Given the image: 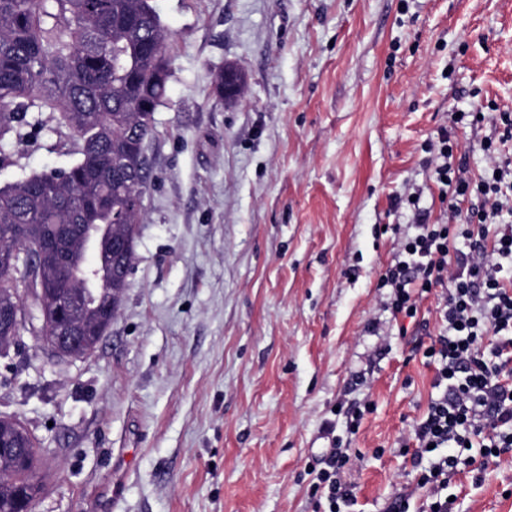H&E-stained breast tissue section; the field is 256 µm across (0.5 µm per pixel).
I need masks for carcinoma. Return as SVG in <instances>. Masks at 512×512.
I'll list each match as a JSON object with an SVG mask.
<instances>
[{
    "label": "carcinoma",
    "mask_w": 512,
    "mask_h": 512,
    "mask_svg": "<svg viewBox=\"0 0 512 512\" xmlns=\"http://www.w3.org/2000/svg\"><path fill=\"white\" fill-rule=\"evenodd\" d=\"M168 34L154 0H0V145L28 140L43 126L69 131L72 161L0 186V346L18 327L23 302L16 252L25 248L46 266L44 296H84V336L98 335L104 301L123 297L116 276L125 254L112 237L137 236L152 179L144 151L155 135L154 114L167 96ZM224 72L216 96H240ZM0 426V512H23L41 490L31 440L12 421Z\"/></svg>",
    "instance_id": "obj_1"
}]
</instances>
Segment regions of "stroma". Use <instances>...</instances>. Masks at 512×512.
Wrapping results in <instances>:
<instances>
[{"label":"stroma","mask_w":512,"mask_h":512,"mask_svg":"<svg viewBox=\"0 0 512 512\" xmlns=\"http://www.w3.org/2000/svg\"><path fill=\"white\" fill-rule=\"evenodd\" d=\"M170 36L167 98L129 286L94 354L57 365L24 336L0 357V415L38 441L32 512H314L332 424L353 512L419 508L402 447L435 369L383 307L380 277L413 236L410 194L440 222L426 144L452 127L472 181L491 131L457 111H512V0H155ZM235 64L237 101L212 78ZM44 127L9 146L0 186L65 166ZM363 408L358 432L348 413ZM454 512H512V457L461 466Z\"/></svg>","instance_id":"obj_1"}]
</instances>
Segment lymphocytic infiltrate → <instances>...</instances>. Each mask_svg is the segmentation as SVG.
Segmentation results:
<instances>
[{
	"instance_id": "obj_1",
	"label": "lymphocytic infiltrate",
	"mask_w": 512,
	"mask_h": 512,
	"mask_svg": "<svg viewBox=\"0 0 512 512\" xmlns=\"http://www.w3.org/2000/svg\"><path fill=\"white\" fill-rule=\"evenodd\" d=\"M455 147L444 128L428 144L449 201L446 223H429L425 211L414 210L418 232L399 243L381 277L393 316L413 322L430 289H443L439 333L422 351L442 392L413 429L411 460L421 469L420 487L429 491L420 512H453L443 491L465 450L486 464L512 452V285L503 276L512 272V225L498 231L493 246L485 244L489 225L512 215V159L495 161L492 176L475 183L454 165ZM472 196L477 208L460 212L457 200ZM488 336L494 345H485ZM349 461L338 444L324 449L323 467L309 486L317 512H341L351 502L340 481Z\"/></svg>"
}]
</instances>
